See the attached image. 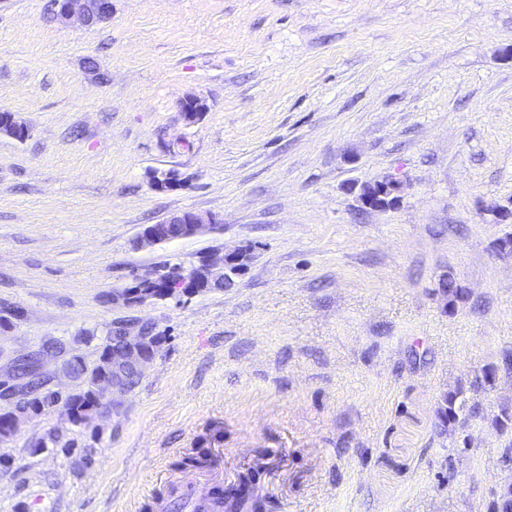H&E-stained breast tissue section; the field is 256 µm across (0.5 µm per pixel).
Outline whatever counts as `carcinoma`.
I'll return each mask as SVG.
<instances>
[{
    "label": "carcinoma",
    "instance_id": "1",
    "mask_svg": "<svg viewBox=\"0 0 512 512\" xmlns=\"http://www.w3.org/2000/svg\"><path fill=\"white\" fill-rule=\"evenodd\" d=\"M185 270L194 280L193 293H204L217 288V285L205 279L201 266L197 265L187 270L182 263L167 260L157 266L160 275L158 282L150 284L133 282L130 290L136 292L140 288L146 290L168 288L172 278ZM442 292L448 298L450 309L465 296L464 290L451 278L442 281ZM121 331L122 324L119 322L105 327L104 337L98 345V358L93 364H87L80 355L75 356L76 362L72 372L78 380V386L65 395H60L49 387L50 378L42 370V361L56 350L57 340L51 338L45 341L38 352L18 363L15 366V381L9 384L0 383V399L6 401L9 406L8 410L0 413V431L9 430L17 415L36 418L51 411H58L72 425L80 426L85 417L105 410L107 405L100 402L97 395V381L109 370L107 354L112 351V341ZM460 394H462L460 385L444 393L436 409L439 428L450 434L456 431L459 419L457 401ZM489 512H512V484L501 488L496 499L489 505Z\"/></svg>",
    "mask_w": 512,
    "mask_h": 512
}]
</instances>
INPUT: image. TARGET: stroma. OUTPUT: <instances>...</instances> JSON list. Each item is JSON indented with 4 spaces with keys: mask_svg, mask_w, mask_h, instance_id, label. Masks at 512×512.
I'll return each mask as SVG.
<instances>
[{
    "mask_svg": "<svg viewBox=\"0 0 512 512\" xmlns=\"http://www.w3.org/2000/svg\"><path fill=\"white\" fill-rule=\"evenodd\" d=\"M47 3L0 0V110L30 127L0 136V305L21 312L0 374L51 337L95 362L79 332L118 320L166 339L119 408L0 443V512H169L242 485L243 512H488L512 483L493 426L512 408V0H112L91 28ZM171 167L184 186L151 189ZM382 180L398 203L362 209ZM186 210L223 227L135 247ZM243 243L232 288L104 299ZM459 384L451 436L436 403Z\"/></svg>",
    "mask_w": 512,
    "mask_h": 512,
    "instance_id": "35a3bbf8",
    "label": "stroma"
}]
</instances>
